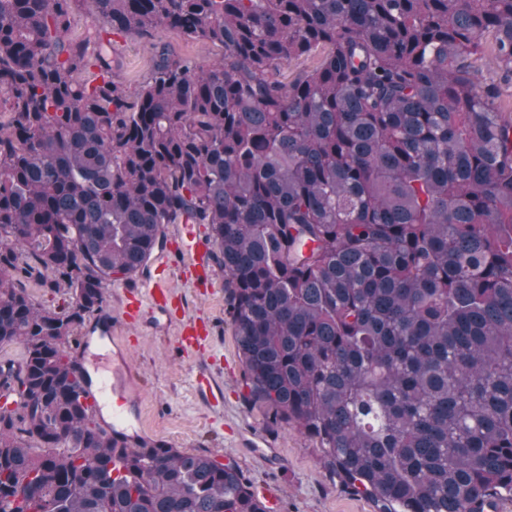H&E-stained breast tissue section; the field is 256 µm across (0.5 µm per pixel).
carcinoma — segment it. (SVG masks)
Returning a JSON list of instances; mask_svg holds the SVG:
<instances>
[{"label": "carcinoma", "mask_w": 512, "mask_h": 512, "mask_svg": "<svg viewBox=\"0 0 512 512\" xmlns=\"http://www.w3.org/2000/svg\"><path fill=\"white\" fill-rule=\"evenodd\" d=\"M80 6L99 26L73 37ZM118 34L155 39L133 95ZM488 50L512 79V0H0V346L24 348L0 362V512H266L231 462L113 445L67 354L183 223L210 227L243 403L343 491L511 497L512 114ZM163 40L171 45V47L182 56L195 58L198 61L206 62L214 59L219 51L210 43L199 41H185L175 34H166ZM27 292L35 304L43 307H55L61 304L63 298L66 297L65 288L52 290L50 288H44L34 282L27 285Z\"/></svg>", "instance_id": "carcinoma-1"}]
</instances>
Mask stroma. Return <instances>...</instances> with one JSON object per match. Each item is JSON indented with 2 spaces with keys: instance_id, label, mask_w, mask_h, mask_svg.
<instances>
[{
  "instance_id": "obj_1",
  "label": "stroma",
  "mask_w": 512,
  "mask_h": 512,
  "mask_svg": "<svg viewBox=\"0 0 512 512\" xmlns=\"http://www.w3.org/2000/svg\"><path fill=\"white\" fill-rule=\"evenodd\" d=\"M152 42L141 36H118L113 42L115 81L136 91L147 79ZM164 252L173 265L166 276L187 302L189 315L210 322L216 336L212 348L195 356L183 355L177 347L178 323L152 321L126 323L121 300L126 281L113 282L104 293L108 317L90 314L75 330L79 339H90L102 364L123 357L125 370L138 398L140 422L136 437L163 439L170 447L199 450L228 458L249 470L255 486L266 487L280 496V512H375L362 497L342 493L317 463L316 444L295 429L270 432L261 409H246L241 402L242 364L224 303V272L210 265L201 285L182 280L176 267L181 257L173 225L164 228ZM208 367L224 384L222 423L194 398L189 374L196 366Z\"/></svg>"
}]
</instances>
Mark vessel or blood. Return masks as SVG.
<instances>
[{
	"instance_id": "b4317fda",
	"label": "vessel or blood",
	"mask_w": 512,
	"mask_h": 512,
	"mask_svg": "<svg viewBox=\"0 0 512 512\" xmlns=\"http://www.w3.org/2000/svg\"><path fill=\"white\" fill-rule=\"evenodd\" d=\"M178 247L190 262V274L197 277L205 275L208 246L198 238L195 225H180ZM146 308L168 320L180 319L178 348L183 354H196L208 343L207 330L197 319L187 316L181 298L174 293L165 279H148L125 289L121 304L125 321L138 322L143 309ZM191 384L202 403L211 410H223L224 389L207 367L201 366L192 372ZM131 393L132 388L126 378L125 367L119 362L115 364L111 377H99L97 382L85 386L82 396L84 407L94 419L100 418L104 403H111L112 435L120 443L125 442L129 429L139 420L134 404L129 400Z\"/></svg>"
}]
</instances>
